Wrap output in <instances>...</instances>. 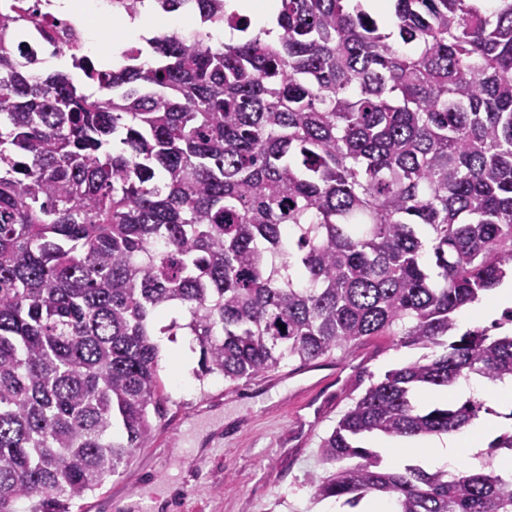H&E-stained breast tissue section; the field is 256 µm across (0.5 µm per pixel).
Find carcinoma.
I'll use <instances>...</instances> for the list:
<instances>
[{
	"label": "carcinoma",
	"instance_id": "carcinoma-1",
	"mask_svg": "<svg viewBox=\"0 0 512 512\" xmlns=\"http://www.w3.org/2000/svg\"><path fill=\"white\" fill-rule=\"evenodd\" d=\"M152 1L245 34H161L119 67H39L46 27L0 12V512H69L118 476L162 405L157 336L231 384L374 336L385 372L321 441L314 498L512 512V474L391 472L369 443L463 431L512 377V334L458 313L512 273V0H279L277 40L225 0ZM285 330H280V325ZM512 455V432L489 460ZM486 394L494 395L502 403L510 402L512 404V379L505 378L496 382L485 380L481 383L459 382L447 389L428 393L426 399L429 401H445L454 398H476Z\"/></svg>",
	"mask_w": 512,
	"mask_h": 512
}]
</instances>
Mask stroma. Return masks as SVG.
Masks as SVG:
<instances>
[{
	"instance_id": "obj_1",
	"label": "stroma",
	"mask_w": 512,
	"mask_h": 512,
	"mask_svg": "<svg viewBox=\"0 0 512 512\" xmlns=\"http://www.w3.org/2000/svg\"><path fill=\"white\" fill-rule=\"evenodd\" d=\"M108 0H94L84 18L85 48L110 63ZM161 417L122 474L75 501L89 512H325L311 478L324 476L319 446L371 377L420 359L422 350L394 346L392 337L322 359L321 370L279 368L281 380L260 376L232 386L223 377L198 382V355L185 336L158 337Z\"/></svg>"
}]
</instances>
